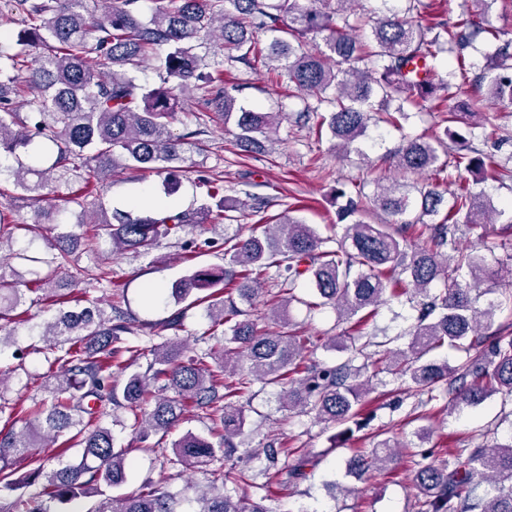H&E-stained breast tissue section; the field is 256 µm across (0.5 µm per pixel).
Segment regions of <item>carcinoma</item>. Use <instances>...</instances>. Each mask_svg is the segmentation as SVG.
Returning <instances> with one entry per match:
<instances>
[{"instance_id": "obj_1", "label": "carcinoma", "mask_w": 512, "mask_h": 512, "mask_svg": "<svg viewBox=\"0 0 512 512\" xmlns=\"http://www.w3.org/2000/svg\"><path fill=\"white\" fill-rule=\"evenodd\" d=\"M98 2L106 8L96 17L88 10V0H14L25 28L12 41L0 36V152L17 158V166L6 172L18 198L39 206L31 222L22 224L11 219L12 206L0 207V245L18 230L33 232L41 224L58 223L55 207L40 206L54 184L77 183L88 189L118 171L161 173L186 162V147L198 145L193 140L198 132L175 137L168 118L180 100L200 87L224 123H235L240 150L250 152L272 141L283 113L245 108L233 94L236 86L224 81V70H209L206 55L199 52L208 40L227 50L230 62L253 66L267 61L268 70L286 78L305 101L297 120L312 124L319 135L329 129L337 147L347 153L364 136L374 111L396 124L406 108L434 94L440 53L456 54L462 66L464 50L474 39L483 33L501 38L484 12L469 9L451 24L432 16L423 25L391 11L372 17L348 14L357 0H311L308 6L302 0H153L151 16L143 20L132 9L137 0ZM365 27L371 38L361 41L353 31ZM255 28L273 33L268 46L255 40ZM311 36L321 37V42L309 44ZM30 47L42 49V54L24 77L23 59ZM150 58L159 62L157 87L134 76ZM484 81L489 98L512 102V39L496 49L489 74L475 78L479 84ZM21 85L28 90V111L23 114L9 104V95ZM454 119L472 130L484 129L493 115L473 106ZM37 138L44 140L46 153L30 165L20 154L30 153ZM441 147L439 137L410 138L395 154L406 181L379 184L371 196L364 193L363 180L337 189L336 197L347 198L342 215L356 219L344 225L336 248H324L327 239L312 225L288 216L231 244L225 250L226 267L195 269L173 282L168 297L179 308L163 327L182 326L186 309L181 303L188 299L207 303L209 318L224 326V351L213 366L210 350L189 355L185 345L172 339L150 349L131 340L135 319L119 307L107 311L89 298L68 306L65 291L70 284L57 279V272L96 248L73 232L54 236L43 260L47 272L36 273L37 287L29 289L36 294L31 303L52 310L39 332L52 354L44 374L45 398L34 404L32 419L20 430H0V494L13 496L4 512H67L66 505L79 495L100 498L91 512H177L173 498L151 482L134 494H107L125 482L128 467L127 449L115 445L112 428L101 422L112 405L134 414V429L144 442L168 434L188 405L209 416L219 428V441L187 433L166 461L172 468H209L208 488H194L190 502L196 508L191 512H269L260 500L224 493L227 484L244 480L232 456L238 449L235 439L244 435L245 416L230 398L242 397L256 381L284 386V410L332 425H345L360 415L368 392L360 377L371 364H382L404 380L418 396L419 408L442 395L469 405L480 404L493 392L512 399V331L506 325L482 335L481 327L491 326L497 307L481 309L473 295L494 275L512 299V268L490 273L484 257L461 248L457 237L462 226L492 223L497 210L467 184L459 185L449 201L438 190L410 181L448 168ZM468 166L507 171L492 155L471 158ZM412 189L419 197L410 196ZM240 205L237 199L222 197L213 207L203 204L193 211L164 210L133 218L110 215L100 203L97 223L111 252L141 255L150 253L160 238L188 224H214ZM414 208L432 218L428 244L421 247L409 244L411 222L403 219ZM376 209L399 220L366 221L367 213ZM281 266L287 273L283 283L288 298L271 309L272 327L260 334L240 305L253 304L257 277ZM303 280L319 296L309 308L330 305L339 320H355L354 334L342 347L347 357L336 365L303 356L318 345L288 328L285 306ZM387 295L409 296L415 322L407 349L371 353L374 342L361 327ZM25 304L26 292L0 267V357L15 346L13 334L3 328L22 318ZM444 346L465 353L453 376L448 363L430 356ZM148 355L145 370H131ZM116 374L123 376L120 388L113 381ZM85 414L94 425L84 422ZM72 442L82 448L76 461L60 460L47 470L35 457L38 448ZM275 444L271 439L262 448L266 470H274L276 477L285 474L291 482L304 478L308 459L300 456L290 464L288 449ZM410 447L384 439L370 450L358 449L348 460V471L368 478L400 449L415 466L416 512H512V439L490 448H458L440 464L423 463ZM20 459L37 467L18 477L15 462ZM484 483L492 489L482 497L477 490Z\"/></svg>"}]
</instances>
